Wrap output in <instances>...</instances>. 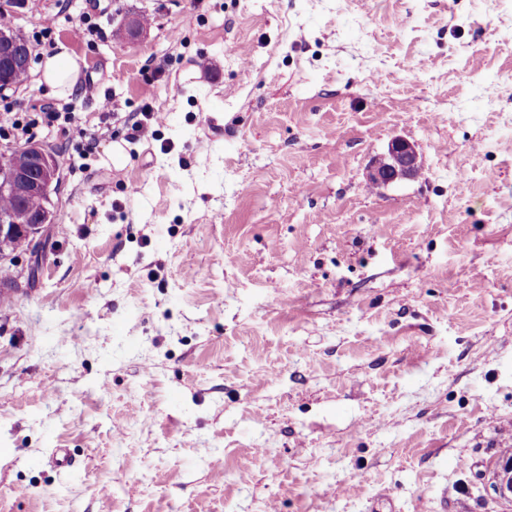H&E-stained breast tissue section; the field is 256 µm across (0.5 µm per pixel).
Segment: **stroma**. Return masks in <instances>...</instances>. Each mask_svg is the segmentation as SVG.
Returning <instances> with one entry per match:
<instances>
[{"instance_id": "1", "label": "stroma", "mask_w": 512, "mask_h": 512, "mask_svg": "<svg viewBox=\"0 0 512 512\" xmlns=\"http://www.w3.org/2000/svg\"><path fill=\"white\" fill-rule=\"evenodd\" d=\"M98 2L12 11L0 146L33 120L61 184L0 306V512H512V0ZM61 44L110 109L41 83ZM397 136L420 174L370 184ZM23 55L27 58L29 69L31 51L28 44L15 33L0 30V87L14 86L13 84L4 86L7 77L1 78V73L3 75L12 69H16L21 63ZM512 462L506 461L497 468L493 474V479L489 483L490 489L500 496L512 495ZM510 494V496H509Z\"/></svg>"}]
</instances>
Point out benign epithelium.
Masks as SVG:
<instances>
[{"instance_id": "obj_1", "label": "benign epithelium", "mask_w": 512, "mask_h": 512, "mask_svg": "<svg viewBox=\"0 0 512 512\" xmlns=\"http://www.w3.org/2000/svg\"><path fill=\"white\" fill-rule=\"evenodd\" d=\"M31 58L28 44L17 34L0 30V74L15 69L22 58ZM37 162L34 168H23L14 163L16 152H0V195H34L48 197L56 193L60 182V163L56 153L47 146L31 143L24 146ZM421 172L420 156L410 141L396 137L386 151L371 164L368 179L376 186H387L399 179H412ZM53 211L48 209L36 222H27L15 214L0 215V263L11 260V240L20 237L28 243V253H37L41 247V233L51 223ZM490 489L500 495H512V462L496 469L489 483Z\"/></svg>"}]
</instances>
